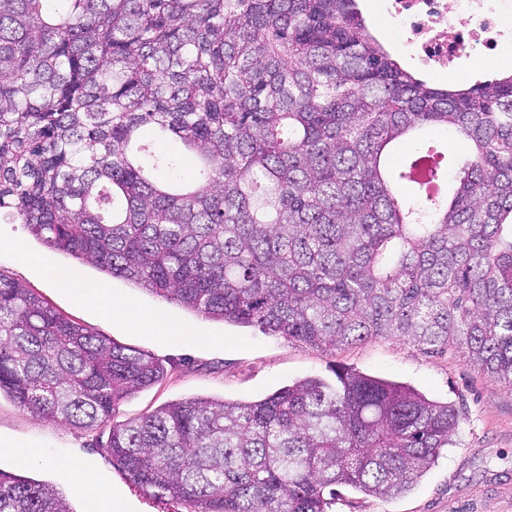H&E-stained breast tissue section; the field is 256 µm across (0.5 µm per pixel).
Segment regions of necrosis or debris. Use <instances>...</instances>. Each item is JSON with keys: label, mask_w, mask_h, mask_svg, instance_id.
Here are the masks:
<instances>
[{"label": "necrosis or debris", "mask_w": 512, "mask_h": 512, "mask_svg": "<svg viewBox=\"0 0 512 512\" xmlns=\"http://www.w3.org/2000/svg\"><path fill=\"white\" fill-rule=\"evenodd\" d=\"M399 49L423 68L460 70L512 52V0H376Z\"/></svg>", "instance_id": "1"}]
</instances>
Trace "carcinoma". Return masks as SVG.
I'll use <instances>...</instances> for the list:
<instances>
[{
  "mask_svg": "<svg viewBox=\"0 0 512 512\" xmlns=\"http://www.w3.org/2000/svg\"><path fill=\"white\" fill-rule=\"evenodd\" d=\"M152 127L198 161L139 142ZM472 144L461 164L422 141ZM207 318L332 354L394 336L512 391V74L429 85L357 0H0V218ZM164 366L0 270V394L107 423L112 466L187 512H332L435 464L456 408L345 370L257 401L194 398L115 422ZM0 512H73L0 469Z\"/></svg>",
  "mask_w": 512,
  "mask_h": 512,
  "instance_id": "cac0c4a2",
  "label": "carcinoma"
}]
</instances>
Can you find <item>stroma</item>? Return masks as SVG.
Returning a JSON list of instances; mask_svg holds the SVG:
<instances>
[{
  "instance_id": "stroma-1",
  "label": "stroma",
  "mask_w": 512,
  "mask_h": 512,
  "mask_svg": "<svg viewBox=\"0 0 512 512\" xmlns=\"http://www.w3.org/2000/svg\"><path fill=\"white\" fill-rule=\"evenodd\" d=\"M0 269L40 294L69 318L123 346L151 355L167 373L155 385L126 399L117 421L152 411L160 405L196 397L258 400L293 381L318 376L334 380L337 368L360 370L407 383L429 398L454 404L461 423L452 445L410 493L382 501L360 491L336 490L333 512H512V392L451 352L427 353L396 337H377L325 354L254 328L208 319L165 302L128 282L109 276L74 257L45 246L24 225L0 220ZM41 259L23 262L10 242ZM60 270L73 280L108 285L114 296L155 314L164 328L144 333L129 328L95 302L76 298L58 287L49 273ZM189 331L190 340H170L167 328ZM108 427L84 431L32 418L8 398L0 399V442L31 451V461L0 455V469L54 485L74 512H92L89 495L74 488L69 471L52 458L71 460L92 471L97 482L121 498L128 512H185L183 505L153 498L129 484L113 467L106 448Z\"/></svg>"
}]
</instances>
